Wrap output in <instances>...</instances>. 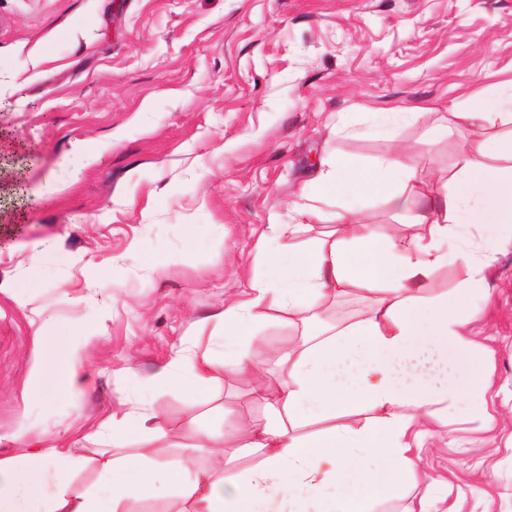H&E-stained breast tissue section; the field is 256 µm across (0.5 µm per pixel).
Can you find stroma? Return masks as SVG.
I'll return each instance as SVG.
<instances>
[{"instance_id":"35a3bbf8","label":"stroma","mask_w":512,"mask_h":512,"mask_svg":"<svg viewBox=\"0 0 512 512\" xmlns=\"http://www.w3.org/2000/svg\"><path fill=\"white\" fill-rule=\"evenodd\" d=\"M511 85L512 0H0V450L25 420L73 426L95 448L110 407L145 404L165 426L154 459L209 466L186 394L157 378L178 348L218 343L219 314L264 272L270 225L290 223L335 156L367 165L398 146L444 182L471 144L448 105ZM377 112L409 118L373 135ZM48 166L57 191L31 205ZM20 278L36 288L15 294ZM472 310L510 400L511 244ZM99 322L86 391L34 403L37 330L69 338ZM280 375L274 358L247 378L216 374L197 407L224 410L211 432L237 468L253 460L230 430L243 412L263 422L259 394ZM511 438L512 411L492 433L452 415L447 447L425 446L421 465L447 477L458 512H512Z\"/></svg>"}]
</instances>
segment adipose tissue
Segmentation results:
<instances>
[{
  "mask_svg": "<svg viewBox=\"0 0 512 512\" xmlns=\"http://www.w3.org/2000/svg\"><path fill=\"white\" fill-rule=\"evenodd\" d=\"M449 115L476 141L457 157L447 187L429 188L397 151L366 170L342 158L326 162L294 203L292 223L271 225L267 272L247 297L225 306L220 346L181 347L161 371V382L197 401L215 372L246 377L265 365L273 349L254 331L273 313L307 314L353 295L367 303L366 314L320 329L283 355L287 372L264 399L266 423L257 428L243 417L233 430L241 447L259 450L252 468L229 471L223 446L202 424L197 446L208 467L191 472L178 461L127 453L126 441L159 437L164 427L120 409L97 431L112 448L100 457L107 488L81 485L74 479L80 449L25 421L14 437L23 454L0 456V512H128V501L155 499L163 481L191 512H377L426 482L416 450L426 435L447 443L440 428L448 411L488 424L496 417L487 399L492 360L467 325L474 294L512 238V167L492 163L512 160V133L485 134L512 124V95H501L493 112L476 97L467 108L450 106ZM327 194L349 203L337 210L334 229L307 235L322 217L316 201ZM366 197L382 199L412 234L379 236L361 205ZM451 266L462 271L455 288L437 291L434 274ZM96 339L93 330L71 341L42 336L31 398L47 404L82 394ZM439 376L447 385H435Z\"/></svg>",
  "mask_w": 512,
  "mask_h": 512,
  "instance_id": "obj_1",
  "label": "adipose tissue"
}]
</instances>
